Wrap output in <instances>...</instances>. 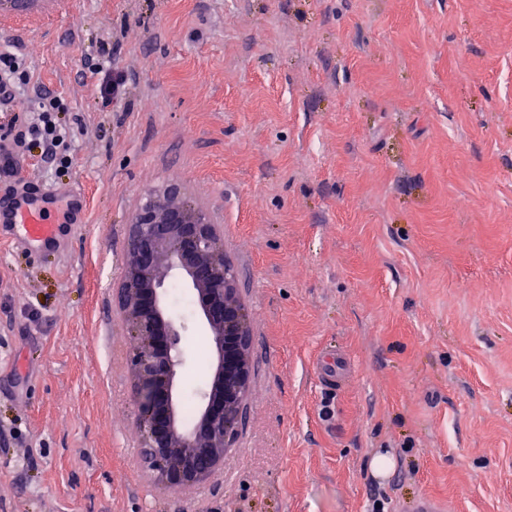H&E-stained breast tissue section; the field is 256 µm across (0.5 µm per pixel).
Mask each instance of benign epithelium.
Masks as SVG:
<instances>
[{
    "label": "benign epithelium",
    "mask_w": 512,
    "mask_h": 512,
    "mask_svg": "<svg viewBox=\"0 0 512 512\" xmlns=\"http://www.w3.org/2000/svg\"><path fill=\"white\" fill-rule=\"evenodd\" d=\"M180 192L171 185L133 215L118 307L139 338L129 354L131 401L142 433L139 467L168 488L191 494L224 466V454L235 444L251 385L252 333L215 225L202 210L172 202ZM171 276L192 290L195 319L209 330L214 350L212 380L189 425L179 389L188 325L170 313L164 283Z\"/></svg>",
    "instance_id": "7a95c632"
}]
</instances>
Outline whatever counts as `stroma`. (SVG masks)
<instances>
[{
  "label": "stroma",
  "instance_id": "obj_1",
  "mask_svg": "<svg viewBox=\"0 0 512 512\" xmlns=\"http://www.w3.org/2000/svg\"><path fill=\"white\" fill-rule=\"evenodd\" d=\"M1 48L28 82L0 142L48 91L69 162L29 144L0 194L87 206L78 229L50 209L52 246L0 240V512H512V0H5ZM172 184L252 329L247 422L191 495L137 465L115 302L132 216ZM166 287L191 400L207 333ZM324 352L349 362L332 390Z\"/></svg>",
  "mask_w": 512,
  "mask_h": 512
}]
</instances>
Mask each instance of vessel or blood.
<instances>
[{
  "instance_id": "1",
  "label": "vessel or blood",
  "mask_w": 512,
  "mask_h": 512,
  "mask_svg": "<svg viewBox=\"0 0 512 512\" xmlns=\"http://www.w3.org/2000/svg\"><path fill=\"white\" fill-rule=\"evenodd\" d=\"M54 199V192L29 183L15 188L9 201L0 205V223L6 225L11 241L44 245L53 240L54 229L44 213Z\"/></svg>"
}]
</instances>
